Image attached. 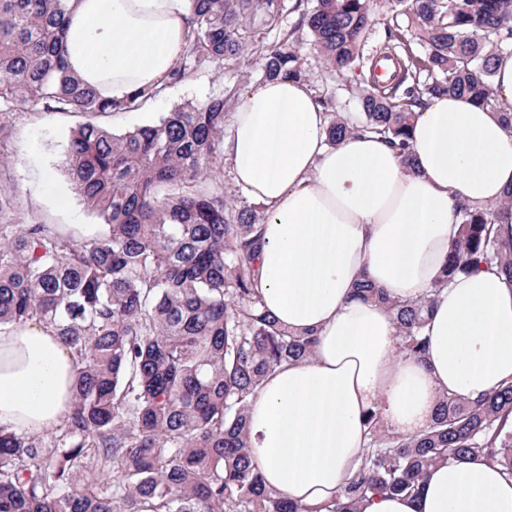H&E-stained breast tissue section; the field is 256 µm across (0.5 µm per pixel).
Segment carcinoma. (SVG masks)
<instances>
[{"label":"carcinoma","instance_id":"obj_1","mask_svg":"<svg viewBox=\"0 0 512 512\" xmlns=\"http://www.w3.org/2000/svg\"><path fill=\"white\" fill-rule=\"evenodd\" d=\"M189 2L187 43L165 86L114 101L66 67L70 0H0V140L3 115L23 106L91 117L70 135L62 167L106 226L78 239L29 224L16 189L0 185V325L37 321L77 361L73 407L51 445L0 427V512H361L367 493H414L444 461L482 458L512 477L509 382L476 400L444 396L415 435H395L371 414L358 473L316 507L264 486L251 457L249 396L272 369L310 357L316 337L262 310L256 211L231 205L222 187L199 185L224 160L237 91L120 134L93 118L138 110L165 87L237 65L246 53L265 80L304 78L303 30L326 72L343 75L362 59L376 0H314L274 45L255 27L277 28L283 0ZM380 8L382 56L400 48L405 58L390 82L372 77L356 87V119L330 114L326 143L376 134L410 166L412 106L440 94L492 104V61L512 53V0H386ZM455 215L458 237L430 294L397 301L365 277L351 289L389 309L400 354L425 353L429 314L457 275L494 266L512 285V195L493 209L459 201Z\"/></svg>","mask_w":512,"mask_h":512}]
</instances>
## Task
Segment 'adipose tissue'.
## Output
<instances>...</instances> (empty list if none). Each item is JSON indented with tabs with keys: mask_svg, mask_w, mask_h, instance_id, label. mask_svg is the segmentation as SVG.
<instances>
[{
	"mask_svg": "<svg viewBox=\"0 0 512 512\" xmlns=\"http://www.w3.org/2000/svg\"><path fill=\"white\" fill-rule=\"evenodd\" d=\"M66 58L102 95L165 83L187 36L188 0H71ZM494 105L436 95L414 106L416 167L374 135L328 147L329 115L310 83L251 87L230 116L224 158L268 209L259 256L263 304L289 330L315 331L312 357L276 368L249 407L252 452L268 485L310 506L353 478L378 413L410 435L443 393L473 400L512 381V285L496 269L460 275L424 328V357L396 351L388 310L354 300L368 276L398 300L432 288L456 239L454 204H499L512 190V54L494 60ZM76 360L41 324L0 326V426L43 433L73 402ZM362 512H512V478L476 458L432 467L417 494H366Z\"/></svg>",
	"mask_w": 512,
	"mask_h": 512,
	"instance_id": "ef3b65f1",
	"label": "adipose tissue"
}]
</instances>
